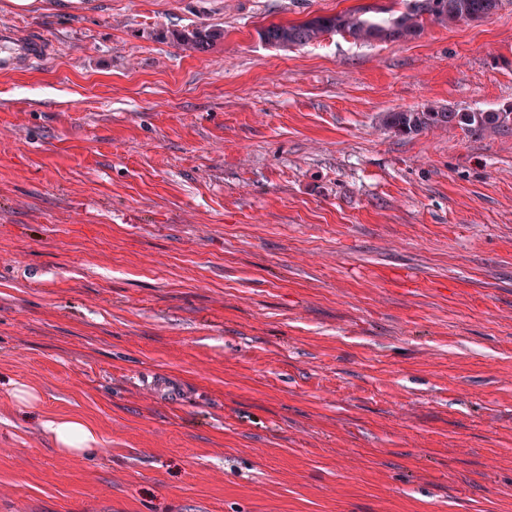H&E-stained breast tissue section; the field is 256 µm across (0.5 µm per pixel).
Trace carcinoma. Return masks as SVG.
I'll return each instance as SVG.
<instances>
[{
  "mask_svg": "<svg viewBox=\"0 0 512 512\" xmlns=\"http://www.w3.org/2000/svg\"><path fill=\"white\" fill-rule=\"evenodd\" d=\"M500 0H403V9L388 10L384 17H370L360 8L334 16H317L298 24H271L260 32L261 40L275 48L304 46L328 32H344L358 41H399L420 34L425 20L436 23L479 21L499 7ZM176 41L195 51H205L221 32L197 25L173 34ZM385 129L400 136L416 134L433 126H459L472 135L488 130L512 131V112H463L428 108L420 112L393 111L383 118Z\"/></svg>",
  "mask_w": 512,
  "mask_h": 512,
  "instance_id": "carcinoma-1",
  "label": "carcinoma"
}]
</instances>
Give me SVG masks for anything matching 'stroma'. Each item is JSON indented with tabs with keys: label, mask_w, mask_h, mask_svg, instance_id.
<instances>
[{
	"label": "stroma",
	"mask_w": 512,
	"mask_h": 512,
	"mask_svg": "<svg viewBox=\"0 0 512 512\" xmlns=\"http://www.w3.org/2000/svg\"><path fill=\"white\" fill-rule=\"evenodd\" d=\"M358 7L0 0V512H512V132L381 125L512 106V0L259 37ZM501 0H403V9L366 16L365 8L334 16H317L298 24H271L260 33L261 40L275 48L304 46L328 32H344L358 41H399L420 34L425 20L436 23L479 21L499 7ZM176 41L195 51H206L221 37V32L206 25H197L173 34ZM0 41L6 46L4 55L0 57L2 69L14 68L20 62L34 63L47 53L43 41L20 33L10 26L0 27ZM40 427L65 457L88 454L101 443L98 430L81 415L42 414Z\"/></svg>",
	"instance_id": "1"
}]
</instances>
